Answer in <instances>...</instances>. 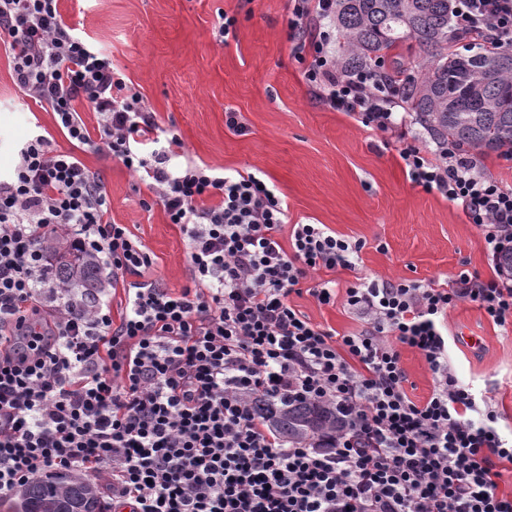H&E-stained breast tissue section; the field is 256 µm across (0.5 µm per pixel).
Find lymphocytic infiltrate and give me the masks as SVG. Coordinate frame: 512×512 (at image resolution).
I'll return each instance as SVG.
<instances>
[{"mask_svg":"<svg viewBox=\"0 0 512 512\" xmlns=\"http://www.w3.org/2000/svg\"><path fill=\"white\" fill-rule=\"evenodd\" d=\"M334 0H294L288 20L303 78L330 110L395 137L411 182L462 209L486 243L489 278L460 271L451 289L363 278L342 301L360 323L336 334L291 305L300 280L356 269L362 241L323 224L289 223L288 203L261 170L177 165L178 137L104 48L62 18L59 0H0V44L25 98L53 112L78 147L143 173L153 202L187 240L192 284L146 278L152 254L112 223L102 175L34 131L0 176V501L61 471L81 474L107 512H512L498 490L512 433L448 362V313L476 303L512 329V188L455 148L431 151L400 99L367 76L338 73ZM454 29L512 45V0H457ZM97 116L89 132L78 108ZM89 254L124 283L121 320L102 289L55 279L50 244ZM435 376L422 401L406 391L402 348ZM331 405L344 429L291 441L257 401ZM480 420H472V412Z\"/></svg>","mask_w":512,"mask_h":512,"instance_id":"f902f5d3","label":"lymphocytic infiltrate"}]
</instances>
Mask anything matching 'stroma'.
<instances>
[{
  "label": "stroma",
  "mask_w": 512,
  "mask_h": 512,
  "mask_svg": "<svg viewBox=\"0 0 512 512\" xmlns=\"http://www.w3.org/2000/svg\"><path fill=\"white\" fill-rule=\"evenodd\" d=\"M290 0H61L65 22L101 43L114 65L173 130L187 156L214 168H257L286 196L291 221L323 224L363 241L353 270H321L291 294L313 323L346 334L358 321L343 303L322 305L317 280L337 290L365 277L417 280L452 288L459 271L488 277L480 229L452 202L410 181L388 135L318 103L287 35ZM238 13L236 40L215 38L220 12ZM237 112L243 132L225 115ZM42 125L59 149L73 145L52 112L27 105L0 49V172ZM81 159L101 173L110 215L153 254L149 277L172 291L188 286L186 242L137 176L118 160L90 150ZM448 360L459 380L482 390L512 430V332L477 304L448 314Z\"/></svg>",
  "instance_id": "35a3bbf8"
}]
</instances>
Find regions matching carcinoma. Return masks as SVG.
Instances as JSON below:
<instances>
[{
  "instance_id": "cac0c4a2",
  "label": "carcinoma",
  "mask_w": 512,
  "mask_h": 512,
  "mask_svg": "<svg viewBox=\"0 0 512 512\" xmlns=\"http://www.w3.org/2000/svg\"><path fill=\"white\" fill-rule=\"evenodd\" d=\"M453 0H336L332 24L340 40L336 61L343 73L371 69L374 80L398 94L430 138L462 152L512 153V47L469 42L452 33ZM415 42L411 61L391 54ZM58 277L73 287L99 285L91 256H60ZM272 427L297 441L340 429L336 411L320 404L282 405L267 414ZM104 512L95 488L75 475L27 485L17 512Z\"/></svg>"
}]
</instances>
